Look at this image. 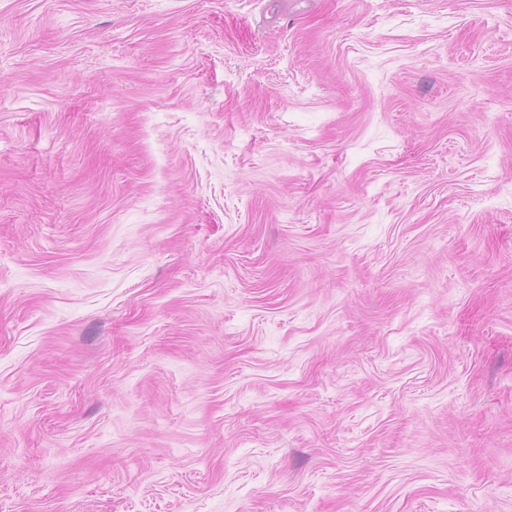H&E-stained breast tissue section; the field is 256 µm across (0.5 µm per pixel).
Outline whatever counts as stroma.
<instances>
[{"label":"stroma","mask_w":512,"mask_h":512,"mask_svg":"<svg viewBox=\"0 0 512 512\" xmlns=\"http://www.w3.org/2000/svg\"><path fill=\"white\" fill-rule=\"evenodd\" d=\"M0 512H512V0H0Z\"/></svg>","instance_id":"obj_1"}]
</instances>
